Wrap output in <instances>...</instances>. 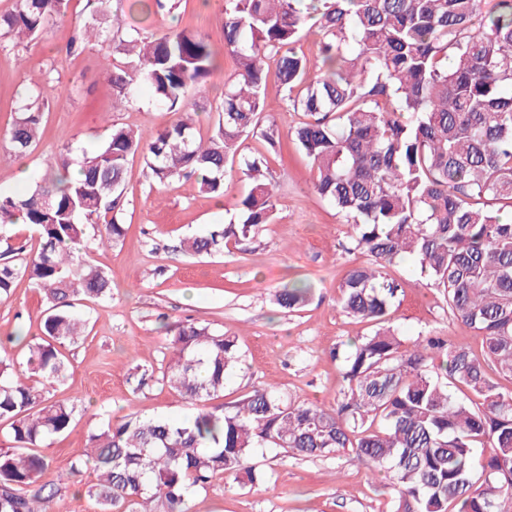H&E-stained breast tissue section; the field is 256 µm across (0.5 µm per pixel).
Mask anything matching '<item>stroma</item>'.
Returning <instances> with one entry per match:
<instances>
[{
	"mask_svg": "<svg viewBox=\"0 0 512 512\" xmlns=\"http://www.w3.org/2000/svg\"><path fill=\"white\" fill-rule=\"evenodd\" d=\"M223 7L224 0H209L205 9L199 0H182L175 19L179 27L207 34L221 65L205 93L187 95L195 133L204 139L217 119L224 82L236 71L233 56L224 50ZM74 34L70 22L53 21L28 46L0 49L1 192L31 191L60 153L99 147L112 125L150 132L177 119L144 88L129 104L116 106L118 92L109 77L119 56L93 47L60 58L59 49ZM49 72L57 89L42 108L40 136L26 159L28 174L20 180L6 131L17 101ZM242 151L265 159L277 181L275 219L251 243L211 257H193L178 246L229 221L248 188L244 176L232 173L223 198L216 200L201 195L192 178L155 189L145 178L142 157L128 159L126 236L111 247L93 246L91 252L93 263L112 273V298L86 306L89 333L67 349L68 377L51 390L54 400L77 397L88 406L87 415L76 418L68 432L40 448L50 461L42 480L60 490L54 512L94 510L70 465L84 455L96 427L131 412L162 418L188 413L168 389L157 385L137 391L128 380L135 367L159 366L170 330L182 322L206 324L236 338L245 364L226 380L224 403L273 382L293 399L334 406L342 378L329 352L370 330L369 324L343 314L338 286L365 257L346 251L347 218L316 192L312 163L290 139L273 147L256 134L243 141ZM389 273L404 284L395 324L406 342L438 336L452 346L480 348L481 337L449 314L442 291L415 273L412 259ZM297 278L311 283L313 296L299 311L287 313L275 296ZM43 310L42 295L24 279L0 300V339H10L16 361H24L28 339L39 336ZM251 462L267 476V484L243 488L216 477L208 490L190 497V512H388L383 478L354 454L293 457L280 448H260Z\"/></svg>",
	"mask_w": 512,
	"mask_h": 512,
	"instance_id": "1",
	"label": "stroma"
}]
</instances>
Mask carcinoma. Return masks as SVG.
Listing matches in <instances>:
<instances>
[{"instance_id":"1","label":"carcinoma","mask_w":512,"mask_h":512,"mask_svg":"<svg viewBox=\"0 0 512 512\" xmlns=\"http://www.w3.org/2000/svg\"><path fill=\"white\" fill-rule=\"evenodd\" d=\"M15 0L0 15V49L33 40L53 18H69L72 55L97 38L126 61L110 80L124 100L140 84L158 106L184 111L189 90L205 88L217 65L208 36L165 26L149 38L112 15L110 39L100 30L110 0ZM316 16L322 67L294 45ZM224 49L236 60L224 82L218 120L206 141L191 119L146 135L112 126L101 148L56 172L26 194L0 193V244L14 251L10 227L23 221L35 250L20 263H0V299L28 280L46 301L41 336L17 370L0 346V512H52L57 490L39 483L48 459L32 449L65 434L84 401H54L49 387L67 378L65 348L85 336L86 301L112 297V275L93 264L83 243L115 245L125 235L123 180L131 155L143 157L152 184L194 176L201 193L224 196L227 168L239 163L249 181L237 218L180 244L190 255L220 253L256 238L275 215V181L264 159L240 153L243 137L260 132L280 143L275 124L262 126L268 95L266 60L277 59L275 86L307 120L290 136L312 161L314 187L351 219L352 250L370 257L339 284L343 313L372 330L332 351L343 385L333 407L297 401L272 385L231 406L206 407L240 370L233 336L194 322L176 327L171 357L160 370L129 380L168 388L191 414L168 420L131 412L88 439L71 474L94 476L87 496L96 512H189V496L217 475L241 485L257 480L248 459L260 447L296 456L350 452L383 473L393 490L390 512H512V0H224ZM52 78L17 103L8 138L25 157L42 122L37 103ZM413 258L440 288L448 309L482 336V346L448 350L438 336L405 344L391 317L401 281L388 268ZM311 294L294 285L276 295L293 312Z\"/></svg>"}]
</instances>
